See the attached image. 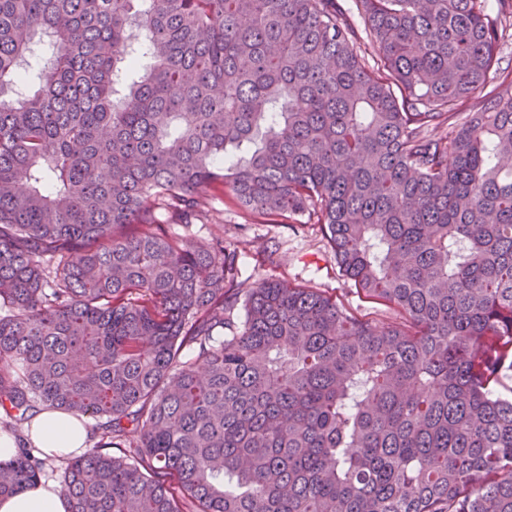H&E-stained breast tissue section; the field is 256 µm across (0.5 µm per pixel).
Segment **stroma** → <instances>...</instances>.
I'll list each match as a JSON object with an SVG mask.
<instances>
[{"mask_svg":"<svg viewBox=\"0 0 512 512\" xmlns=\"http://www.w3.org/2000/svg\"><path fill=\"white\" fill-rule=\"evenodd\" d=\"M193 241L223 239L244 257L242 273L251 281L276 280L317 289L357 315L378 320L382 305L369 302L341 273L319 225L273 224L225 198L222 216L184 231Z\"/></svg>","mask_w":512,"mask_h":512,"instance_id":"1","label":"stroma"}]
</instances>
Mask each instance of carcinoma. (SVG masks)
<instances>
[{
  "mask_svg": "<svg viewBox=\"0 0 512 512\" xmlns=\"http://www.w3.org/2000/svg\"><path fill=\"white\" fill-rule=\"evenodd\" d=\"M356 6L369 66L338 0H0V429L97 420L71 512H512V10ZM226 188L396 319L171 232Z\"/></svg>",
  "mask_w": 512,
  "mask_h": 512,
  "instance_id": "1",
  "label": "carcinoma"
}]
</instances>
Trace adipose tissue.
<instances>
[{"label": "adipose tissue", "instance_id": "ef3b65f1", "mask_svg": "<svg viewBox=\"0 0 512 512\" xmlns=\"http://www.w3.org/2000/svg\"><path fill=\"white\" fill-rule=\"evenodd\" d=\"M29 436L47 454L63 457L84 451L88 434L83 422L72 414L45 410L33 418ZM0 512H69V503L54 483L41 481L1 499Z\"/></svg>", "mask_w": 512, "mask_h": 512}]
</instances>
